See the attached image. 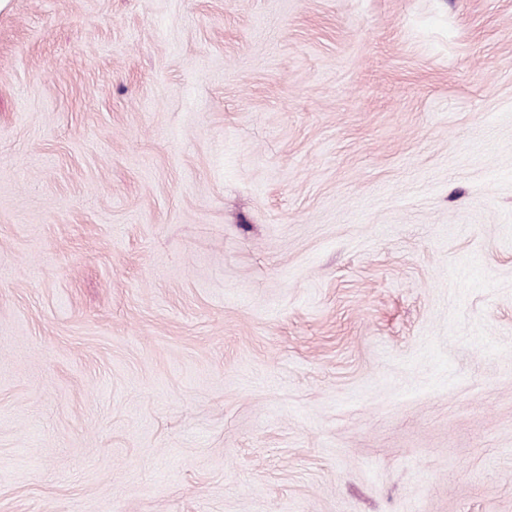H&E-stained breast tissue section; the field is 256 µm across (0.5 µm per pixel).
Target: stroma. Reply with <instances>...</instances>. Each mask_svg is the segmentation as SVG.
<instances>
[{
	"mask_svg": "<svg viewBox=\"0 0 512 512\" xmlns=\"http://www.w3.org/2000/svg\"><path fill=\"white\" fill-rule=\"evenodd\" d=\"M0 512H512V0H9Z\"/></svg>",
	"mask_w": 512,
	"mask_h": 512,
	"instance_id": "stroma-1",
	"label": "stroma"
}]
</instances>
